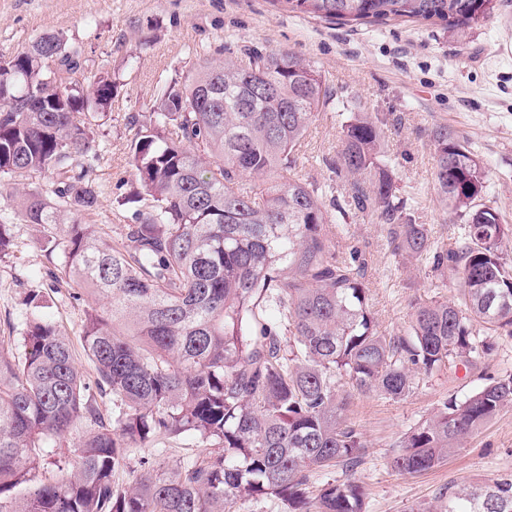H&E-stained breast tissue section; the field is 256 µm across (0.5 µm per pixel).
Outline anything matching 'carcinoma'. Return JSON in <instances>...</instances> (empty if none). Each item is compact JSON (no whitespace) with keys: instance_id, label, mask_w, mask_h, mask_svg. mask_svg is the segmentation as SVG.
<instances>
[{"instance_id":"cac0c4a2","label":"carcinoma","mask_w":512,"mask_h":512,"mask_svg":"<svg viewBox=\"0 0 512 512\" xmlns=\"http://www.w3.org/2000/svg\"><path fill=\"white\" fill-rule=\"evenodd\" d=\"M339 23L402 20L464 34L490 19L496 0H277ZM54 59L57 70L47 67ZM112 77L83 75L79 52L47 30L14 55L0 54V185L22 220L61 249L52 282L97 297L83 324L94 366L86 381L68 338L52 321L26 322L19 347L0 344V512H238L251 500L288 512H364L354 467L365 445L346 423L353 395L403 399L416 378L450 361L478 367L512 336V224L483 203V162L444 130L434 137V186L465 219L453 251H432L429 229L403 215L380 162L378 117L357 112L342 126L331 163L359 209L387 226L393 249L459 279V303L412 305L404 336H385L368 307L366 260L339 258L325 227L336 198L291 177L332 88L287 50L204 58L171 82L137 132L129 163L150 205L128 225V244L106 245L79 215L99 206L80 159L94 151L90 119L112 101ZM48 173L47 194L29 189ZM112 399V416L96 397ZM512 407V374L463 399L442 402L399 441L391 467L434 468L461 442ZM86 428L67 467L19 496L40 455L56 454ZM184 434L204 444L193 458H149L123 486L128 449ZM342 477L309 495L310 479ZM512 512V477L448 488L436 509Z\"/></svg>"}]
</instances>
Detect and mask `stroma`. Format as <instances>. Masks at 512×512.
<instances>
[{
  "label": "stroma",
  "instance_id": "stroma-1",
  "mask_svg": "<svg viewBox=\"0 0 512 512\" xmlns=\"http://www.w3.org/2000/svg\"><path fill=\"white\" fill-rule=\"evenodd\" d=\"M46 30L66 36L80 51L85 71L109 73L116 84L107 116L94 131L98 157L88 170L101 188V203L81 217L109 243L125 242L137 210L131 198L138 184L128 165L136 132L131 116H147L167 82L219 50L237 56L287 50L312 62L332 87L333 98L310 128L296 173L333 185L345 222L329 226L327 236L337 256L355 250L366 258L369 308L384 334L406 333L413 302L457 300L459 283L450 271L394 255L384 225L358 211L349 185L337 181L328 162L352 113L378 115L383 159L397 194L439 248L456 249L466 234L463 219L433 187V135L441 129L483 161L485 197L512 224V0H501L493 17L462 35L401 21L344 25L290 10L280 0H0V53L24 50ZM0 224L9 225L15 238L12 251L0 257V339L20 343L27 318L40 314L80 344L82 324L97 299L78 288L53 287L48 271L54 263L40 248L39 227L22 221L1 198ZM488 338L492 352L477 369L448 363L418 377L414 392L397 401L353 396L344 418L365 443L354 470L366 490L365 512L437 506L451 486L512 475V408L427 472L400 474L390 465L401 436L428 420L441 402L512 373V336L492 332ZM200 446L191 436L156 441L131 449L130 466L138 468L145 457L183 461Z\"/></svg>",
  "mask_w": 512,
  "mask_h": 512
}]
</instances>
